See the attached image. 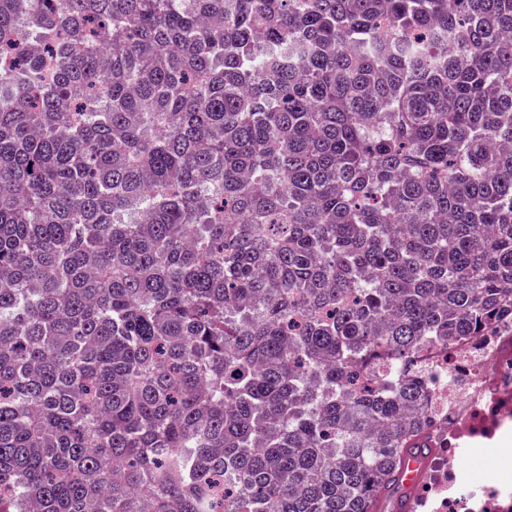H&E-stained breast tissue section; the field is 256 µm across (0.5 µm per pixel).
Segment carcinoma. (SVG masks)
<instances>
[{
	"mask_svg": "<svg viewBox=\"0 0 512 512\" xmlns=\"http://www.w3.org/2000/svg\"><path fill=\"white\" fill-rule=\"evenodd\" d=\"M509 313L512 0H0V512H373Z\"/></svg>",
	"mask_w": 512,
	"mask_h": 512,
	"instance_id": "obj_1",
	"label": "carcinoma"
}]
</instances>
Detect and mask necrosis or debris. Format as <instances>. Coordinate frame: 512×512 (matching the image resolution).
I'll list each match as a JSON object with an SVG mask.
<instances>
[{
  "label": "necrosis or debris",
  "mask_w": 512,
  "mask_h": 512,
  "mask_svg": "<svg viewBox=\"0 0 512 512\" xmlns=\"http://www.w3.org/2000/svg\"><path fill=\"white\" fill-rule=\"evenodd\" d=\"M423 360L433 393L429 434L442 454L421 500L432 502L433 512H512L511 470L457 491L464 454L495 459L512 445V318L449 349H427Z\"/></svg>",
  "instance_id": "necrosis-or-debris-1"
}]
</instances>
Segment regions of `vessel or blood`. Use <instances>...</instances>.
<instances>
[{"mask_svg":"<svg viewBox=\"0 0 512 512\" xmlns=\"http://www.w3.org/2000/svg\"><path fill=\"white\" fill-rule=\"evenodd\" d=\"M429 459L425 449H405L389 492L373 504L375 512H415L416 494L429 472Z\"/></svg>","mask_w":512,"mask_h":512,"instance_id":"obj_1","label":"vessel or blood"}]
</instances>
